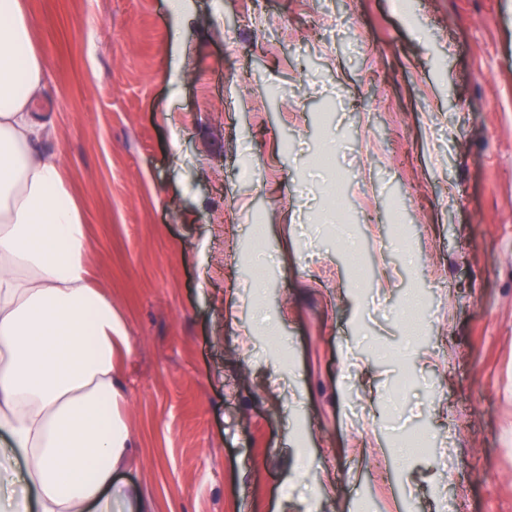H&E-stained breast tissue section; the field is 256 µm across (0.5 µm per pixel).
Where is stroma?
I'll use <instances>...</instances> for the list:
<instances>
[{
    "label": "stroma",
    "mask_w": 512,
    "mask_h": 512,
    "mask_svg": "<svg viewBox=\"0 0 512 512\" xmlns=\"http://www.w3.org/2000/svg\"><path fill=\"white\" fill-rule=\"evenodd\" d=\"M26 3L120 487L512 512V0Z\"/></svg>",
    "instance_id": "stroma-1"
}]
</instances>
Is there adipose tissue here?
I'll return each instance as SVG.
<instances>
[{
  "label": "adipose tissue",
  "instance_id": "adipose-tissue-1",
  "mask_svg": "<svg viewBox=\"0 0 512 512\" xmlns=\"http://www.w3.org/2000/svg\"><path fill=\"white\" fill-rule=\"evenodd\" d=\"M26 0H0V512H112L129 435L115 413L112 301L90 284L86 219L42 150L47 67Z\"/></svg>",
  "mask_w": 512,
  "mask_h": 512
}]
</instances>
